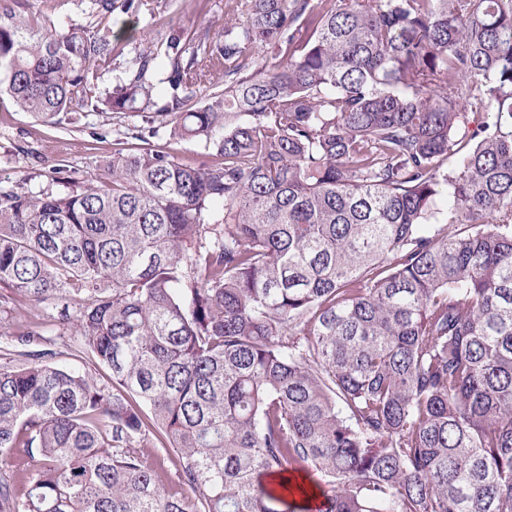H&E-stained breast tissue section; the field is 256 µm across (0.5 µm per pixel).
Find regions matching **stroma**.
Segmentation results:
<instances>
[{
    "label": "stroma",
    "instance_id": "1",
    "mask_svg": "<svg viewBox=\"0 0 512 512\" xmlns=\"http://www.w3.org/2000/svg\"><path fill=\"white\" fill-rule=\"evenodd\" d=\"M224 25V0H183L170 11L168 25L193 30L198 24ZM140 118L101 112L77 113L74 123L57 127L34 121L17 111L9 98L0 99V182L20 190H39L49 183L53 167L60 166L81 175L101 173L105 157L112 151L117 134L140 125ZM56 311L45 304L31 309L17 308L0 317V351L23 345L28 351L49 353L51 362L79 367L102 386H111L110 371L95 365L85 354L79 336L61 333ZM28 324L32 337L19 343L17 322Z\"/></svg>",
    "mask_w": 512,
    "mask_h": 512
}]
</instances>
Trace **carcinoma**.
<instances>
[{"label": "carcinoma", "instance_id": "obj_1", "mask_svg": "<svg viewBox=\"0 0 512 512\" xmlns=\"http://www.w3.org/2000/svg\"><path fill=\"white\" fill-rule=\"evenodd\" d=\"M36 2L0 0V95L144 125L0 187V313L52 302L122 389L0 363V512H512V0H225L157 41L176 0ZM293 461L313 510L264 487ZM150 431V443L148 444L149 447H147L148 463L153 467H163L167 475L166 481L170 490L179 492L188 497H194L195 495L192 490L180 483L178 480L177 472L179 464L177 455L171 448H161L162 442H164L163 438H161V436L152 429H150Z\"/></svg>", "mask_w": 512, "mask_h": 512}]
</instances>
